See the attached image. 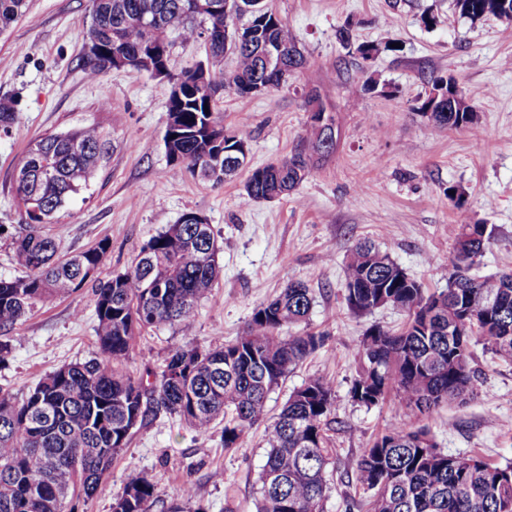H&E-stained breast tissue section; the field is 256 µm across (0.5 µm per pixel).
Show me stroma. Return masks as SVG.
Here are the masks:
<instances>
[{
  "label": "stroma",
  "instance_id": "35a3bbf8",
  "mask_svg": "<svg viewBox=\"0 0 512 512\" xmlns=\"http://www.w3.org/2000/svg\"><path fill=\"white\" fill-rule=\"evenodd\" d=\"M283 18L306 56L287 87L239 96L221 91L218 121L225 131L250 133L249 167L309 148L310 106L317 90L336 118V149L292 192L251 200L247 170L215 185L174 175L165 149L171 83L133 68L88 80L82 57L91 22L89 0H29L25 17L0 34V97L13 99L17 119L0 131V276L21 270L11 243L25 230L13 172L29 145L50 134L99 125L110 142L103 166L44 230L61 253L99 240L110 243L97 277L128 269L141 248L183 214L210 224L221 274L196 309L191 335L176 326L148 329L120 367L132 376L163 365L187 341L206 347L245 335L253 309L288 282L312 288L305 321L286 336L323 335L322 346L271 393L277 416L294 388L309 378L333 388L328 435L334 456L324 512H369L370 492L355 463L386 428L399 422L402 402L389 396L367 408L349 394L360 340L371 325L403 326L405 313L388 306L352 313L345 299V264L361 239L375 243L433 294L447 287L446 270L462 224H491L495 237L476 270H512V24L488 16L462 17L456 0H266ZM432 24H424V17ZM349 26L350 46L336 37ZM377 45L365 60L359 44ZM454 77L477 115L474 125L429 133L419 106L431 81ZM376 89H365L366 80ZM462 192L455 208L448 187ZM94 291L37 303L12 333L13 353L0 365V391L25 398L46 374L98 356ZM473 394L421 418L439 451L512 464V363L483 343L472 346ZM267 420L239 445H224V424L204 436L179 418L159 414L137 426L118 450L96 494L78 512H112L130 473L155 481L153 512L173 504L205 512H257L259 475L266 460Z\"/></svg>",
  "mask_w": 512,
  "mask_h": 512
}]
</instances>
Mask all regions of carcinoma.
<instances>
[{
    "instance_id": "carcinoma-1",
    "label": "carcinoma",
    "mask_w": 512,
    "mask_h": 512,
    "mask_svg": "<svg viewBox=\"0 0 512 512\" xmlns=\"http://www.w3.org/2000/svg\"><path fill=\"white\" fill-rule=\"evenodd\" d=\"M193 0H91L88 37L100 53L83 58V70L97 80L116 69L112 57L137 69L133 52L141 47L168 54L167 32L186 41L207 29L224 26V17L195 15ZM472 20L492 15L512 23V0H456ZM28 13V0H0V32ZM245 22L262 30L251 45L232 51L235 66L213 75L216 85L239 92L257 76L265 46L280 48L291 67L272 74L278 89L307 64L288 23L270 8ZM181 96L170 97L165 146L172 171L200 173L214 183L231 171L206 172L207 159L224 151L248 149L249 134L240 128L224 133L214 116L215 98L193 84L191 69L172 76ZM456 111L427 118L436 132L469 126L476 113L463 95ZM15 105L0 98V130L15 121ZM108 154L97 125L51 134L26 151L13 182L24 205L25 233L12 239L22 277H0V365L12 354L10 333L38 301L69 296L93 283L96 335L100 355L63 365L46 374L26 397L0 395V512H76L69 496L90 499L113 455L125 447L132 430L163 412L186 421L199 435L224 419V447L237 445L245 430L266 415L270 393L290 370L322 343V335L282 338L285 325L304 320L314 300L300 282L288 283L252 312L246 335L210 349L178 348L158 372L135 378L115 367L126 359L136 337L147 328L176 325L192 330L198 303L220 274L217 241L209 224H172L153 237L132 265L107 281L89 276L110 249L103 239L92 248L58 255L56 241L42 224L80 189ZM315 170L313 155L299 151L276 163L250 170L247 195L266 200L286 195ZM41 201L29 210L30 196ZM495 234L489 224H461L450 264L456 277L428 295L390 256L368 241L351 249L345 267L347 305L355 314L384 306L406 313L402 328L370 326L360 342L362 364L350 388L351 398L368 408L390 393L404 402L409 417L420 419L442 403H463L473 393L472 344L484 342L502 361L512 363V272L475 277L471 269ZM335 411L331 386L311 378L294 389L267 430L266 461L260 473L257 512H323L329 491L327 429ZM280 472L274 489L268 477ZM360 485L371 492L372 512H512V465L493 466L477 456L460 457L437 450L428 432L409 424L389 427L356 462ZM152 477L139 473L126 482L112 512H150Z\"/></svg>"
}]
</instances>
